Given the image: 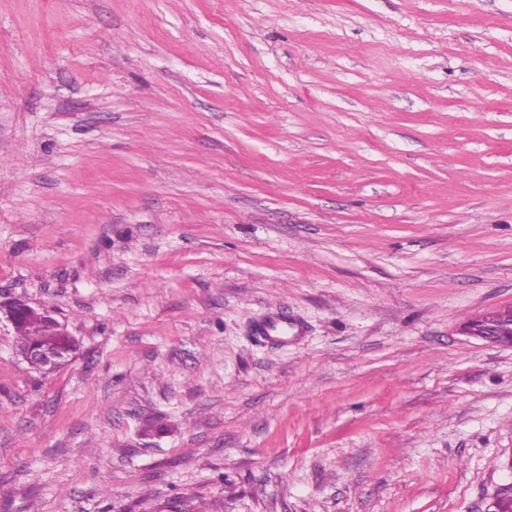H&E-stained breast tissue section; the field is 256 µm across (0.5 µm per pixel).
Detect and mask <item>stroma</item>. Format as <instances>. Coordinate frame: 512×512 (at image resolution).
Instances as JSON below:
<instances>
[{
  "label": "stroma",
  "mask_w": 512,
  "mask_h": 512,
  "mask_svg": "<svg viewBox=\"0 0 512 512\" xmlns=\"http://www.w3.org/2000/svg\"><path fill=\"white\" fill-rule=\"evenodd\" d=\"M509 306L512 0H0V512H485ZM464 330L488 344L512 348V307L476 317L465 324ZM14 328L19 353L23 356L27 355L24 358L31 367H33L31 363H34L40 369L47 368L49 372L54 370L63 359L62 352L51 345L37 347L29 352L36 345L52 342L64 351L66 356L75 349L73 339L62 332L57 322L51 317L23 311L16 319Z\"/></svg>",
  "instance_id": "obj_1"
}]
</instances>
